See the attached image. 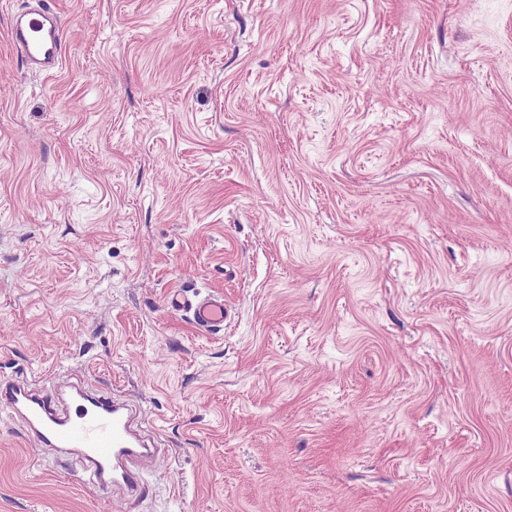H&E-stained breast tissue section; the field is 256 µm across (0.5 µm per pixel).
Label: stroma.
Masks as SVG:
<instances>
[{"instance_id": "obj_1", "label": "stroma", "mask_w": 512, "mask_h": 512, "mask_svg": "<svg viewBox=\"0 0 512 512\" xmlns=\"http://www.w3.org/2000/svg\"><path fill=\"white\" fill-rule=\"evenodd\" d=\"M46 1L48 76L0 0V378L158 452L104 492L0 412V512H512V0ZM9 36L26 65L52 74L65 55L64 24L60 15L43 5L12 15ZM167 305L173 311L189 314V319L199 330H221L229 319L224 299L214 295L190 298L181 291H173L167 298Z\"/></svg>"}]
</instances>
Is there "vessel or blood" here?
I'll list each match as a JSON object with an SVG mask.
<instances>
[{"label":"vessel or blood","mask_w":512,"mask_h":512,"mask_svg":"<svg viewBox=\"0 0 512 512\" xmlns=\"http://www.w3.org/2000/svg\"><path fill=\"white\" fill-rule=\"evenodd\" d=\"M9 36L26 65L51 74L65 55L64 24L60 15L45 6L13 14ZM172 310L188 314L197 329H223L229 318L218 296L189 297L175 291L167 298ZM0 408L21 421L34 442L46 448H61L83 466L89 482L102 490L119 486L137 491L142 470L135 458L146 456L144 442L132 429L126 405L107 397L79 396L73 412L63 413L56 389L34 387L27 379L0 381Z\"/></svg>","instance_id":"vessel-or-blood-1"}]
</instances>
